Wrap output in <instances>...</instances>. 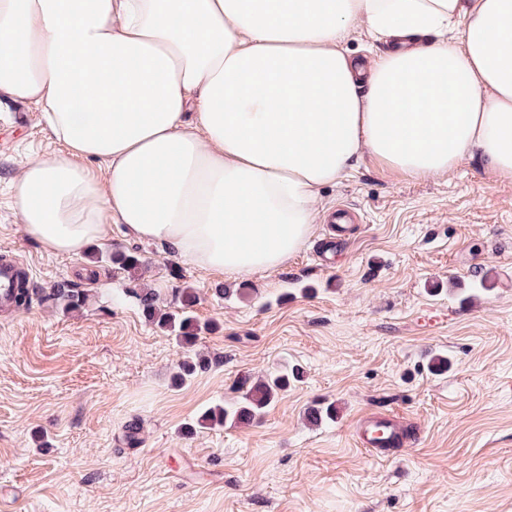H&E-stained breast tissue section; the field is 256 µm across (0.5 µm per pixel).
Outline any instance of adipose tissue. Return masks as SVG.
Segmentation results:
<instances>
[{
  "label": "adipose tissue",
  "instance_id": "1",
  "mask_svg": "<svg viewBox=\"0 0 512 512\" xmlns=\"http://www.w3.org/2000/svg\"><path fill=\"white\" fill-rule=\"evenodd\" d=\"M362 25L387 40L368 66L344 47ZM0 96L67 146L14 185L46 251L120 224L249 275L287 262L364 156L512 179V0H0Z\"/></svg>",
  "mask_w": 512,
  "mask_h": 512
}]
</instances>
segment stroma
<instances>
[{
	"label": "stroma",
	"instance_id": "stroma-1",
	"mask_svg": "<svg viewBox=\"0 0 512 512\" xmlns=\"http://www.w3.org/2000/svg\"><path fill=\"white\" fill-rule=\"evenodd\" d=\"M33 104L0 98V256L30 266L29 307L0 309V504L6 512H512V180L477 158L416 179L364 157L323 189L312 236L281 268L213 273L121 228L104 260L45 252L13 188L64 151ZM358 211L343 247L336 204ZM114 251L140 257L135 275ZM87 291L68 313L61 283ZM195 289L205 367L131 296L167 310ZM446 355V373L429 372ZM298 367L300 381L252 425L198 426L245 382ZM318 402L336 416L318 424ZM403 416L378 460L359 414ZM139 442L128 445V425Z\"/></svg>",
	"mask_w": 512,
	"mask_h": 512
}]
</instances>
